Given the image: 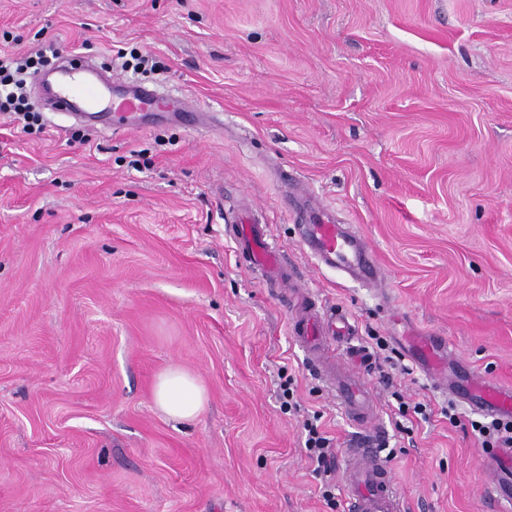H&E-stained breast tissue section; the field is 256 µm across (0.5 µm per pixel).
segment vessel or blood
<instances>
[{"instance_id":"vessel-or-blood-1","label":"vessel or blood","mask_w":512,"mask_h":512,"mask_svg":"<svg viewBox=\"0 0 512 512\" xmlns=\"http://www.w3.org/2000/svg\"><path fill=\"white\" fill-rule=\"evenodd\" d=\"M109 101L113 125H127L130 118L144 119L175 116L196 124L200 118L186 101L170 102L164 95L143 85L125 83L111 76L63 72L57 80L55 111L86 116ZM306 247L319 263L338 268L354 279L374 287L379 283L377 269L364 239L353 225L337 223L327 211L310 214L306 226ZM236 245L249 255L252 264L271 275L285 274L287 260L257 228L239 224ZM295 337L313 343L308 364L334 395L343 413L356 425L372 430L369 439L348 449L343 457V473L348 496V512H402V498L392 479L391 468L382 456L381 433L375 432L377 405L371 390L352 369H340L336 361L339 342L351 336L352 326L346 314L309 304L292 315ZM413 355L427 377L444 388H454L457 397L473 410L512 419V387L478 377L467 384L455 385L441 371V364L452 361L455 352L446 338L436 336L417 346Z\"/></svg>"}]
</instances>
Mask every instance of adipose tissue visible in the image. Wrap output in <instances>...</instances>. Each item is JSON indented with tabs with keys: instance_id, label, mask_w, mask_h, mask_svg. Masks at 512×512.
<instances>
[{
	"instance_id": "1",
	"label": "adipose tissue",
	"mask_w": 512,
	"mask_h": 512,
	"mask_svg": "<svg viewBox=\"0 0 512 512\" xmlns=\"http://www.w3.org/2000/svg\"><path fill=\"white\" fill-rule=\"evenodd\" d=\"M153 399L156 407L167 418L189 422L196 419L204 409L207 394L192 373L173 365L157 376Z\"/></svg>"
}]
</instances>
